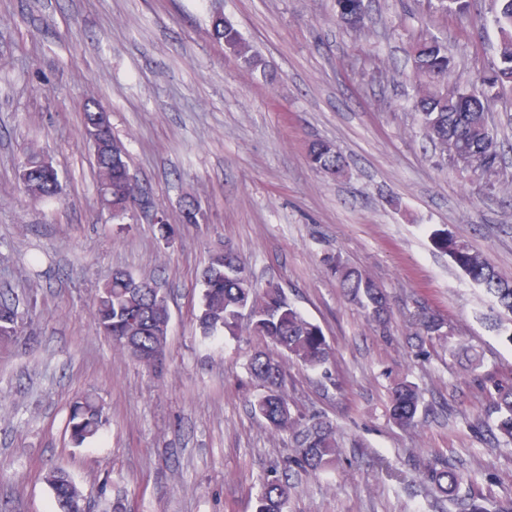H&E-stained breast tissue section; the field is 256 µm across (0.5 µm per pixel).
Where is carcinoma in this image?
<instances>
[{"label":"carcinoma","mask_w":512,"mask_h":512,"mask_svg":"<svg viewBox=\"0 0 512 512\" xmlns=\"http://www.w3.org/2000/svg\"><path fill=\"white\" fill-rule=\"evenodd\" d=\"M337 21L374 36L368 26L365 0H335ZM492 18L483 26L492 27L500 38L495 58L483 76L485 89L475 91L460 79L451 87L435 88L453 74L446 44L434 36H422L409 46L415 95L413 110L423 135L429 143L453 161L472 172L491 179L497 173L501 143L487 120L490 103L506 89L512 90V0H494ZM437 12L473 20L474 0H428ZM221 0H210L211 38L224 51L240 59L254 72L262 67L261 57L224 18ZM84 133L93 151L99 202L121 224L141 200L142 190L130 174L129 154L124 144L112 135L111 125H101L95 103L84 107ZM308 159L316 169L330 175L344 170V159L336 147L317 141L308 148ZM22 193L32 202H47L61 193L59 174L52 162L40 151L30 148L18 166ZM438 250L447 253L454 263L491 296L499 312L512 313V279L498 273L484 255L471 250L448 236L435 239ZM327 272L336 277L346 297L363 312L375 327H387L390 307L383 289L366 273L348 266L341 256L325 259ZM200 278L203 295L197 328L204 337L241 334V318L249 312V333L261 338L262 348L249 360L248 371L260 392L251 403L252 413L265 421L270 431L293 440L295 454L288 457L284 470H273L260 478L255 512H288L292 486L288 471L295 467L306 475L316 476L336 465L341 447L336 427L321 416H304L294 412L285 389L281 361L292 360L307 370L319 371L332 379L334 353L322 329L306 319L289 300L277 282L258 284L248 267L230 245L213 252L203 266ZM97 328L112 337L114 345L146 368L159 372L163 368L170 326L167 297L155 281L118 270L99 289L92 303ZM22 319L16 301L0 293V341L12 339ZM406 329L417 338L448 335L447 323L425 307L406 316ZM480 385L492 397V412L497 414L498 447H512V385L504 386L487 375H476ZM425 408L420 388L405 378L396 381L390 391V414L402 429L413 428ZM107 422L102 403L84 395L73 402L69 418L71 440L80 446L95 437ZM426 477L436 492L448 493L453 483L456 498L462 499L464 512H484L478 497L462 488L469 478L442 462L427 464ZM59 512H81L84 495L74 480L62 470L47 476Z\"/></svg>","instance_id":"cac0c4a2"}]
</instances>
